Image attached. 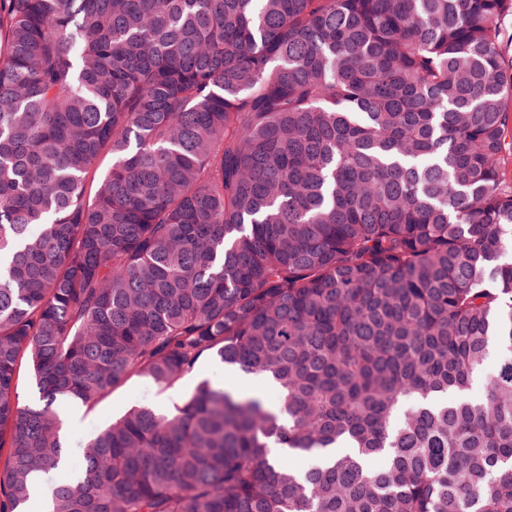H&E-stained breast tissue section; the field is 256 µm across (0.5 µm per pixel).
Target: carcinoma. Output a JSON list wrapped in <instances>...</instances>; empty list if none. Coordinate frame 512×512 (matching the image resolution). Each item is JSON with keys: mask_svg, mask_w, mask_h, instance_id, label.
Listing matches in <instances>:
<instances>
[{"mask_svg": "<svg viewBox=\"0 0 512 512\" xmlns=\"http://www.w3.org/2000/svg\"><path fill=\"white\" fill-rule=\"evenodd\" d=\"M508 16L0 0V512H512ZM204 355L280 401L202 382L47 482L59 405ZM501 359V354L498 350L494 349L486 358L481 371L474 377L469 393L473 398H479L483 394L484 379L487 375L492 374L498 367Z\"/></svg>", "mask_w": 512, "mask_h": 512, "instance_id": "cac0c4a2", "label": "carcinoma"}]
</instances>
